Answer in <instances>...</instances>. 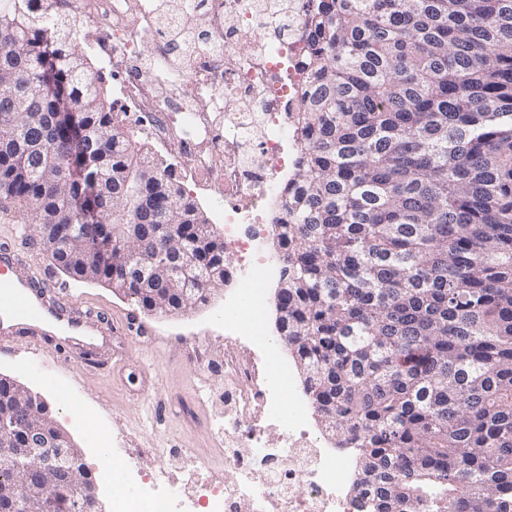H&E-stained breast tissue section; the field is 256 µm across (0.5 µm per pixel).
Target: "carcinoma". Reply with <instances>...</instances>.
<instances>
[{
  "mask_svg": "<svg viewBox=\"0 0 512 512\" xmlns=\"http://www.w3.org/2000/svg\"><path fill=\"white\" fill-rule=\"evenodd\" d=\"M28 2L0 10V201L61 270L146 310V287L186 303L119 262L111 227L155 265L173 241L205 303L224 241L122 130L74 27ZM309 27L279 335L371 512H512V0H317ZM24 412L0 380V414Z\"/></svg>",
  "mask_w": 512,
  "mask_h": 512,
  "instance_id": "1",
  "label": "carcinoma"
}]
</instances>
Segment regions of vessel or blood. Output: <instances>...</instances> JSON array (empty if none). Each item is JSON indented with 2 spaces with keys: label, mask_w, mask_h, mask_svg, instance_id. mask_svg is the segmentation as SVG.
<instances>
[{
  "label": "vessel or blood",
  "mask_w": 512,
  "mask_h": 512,
  "mask_svg": "<svg viewBox=\"0 0 512 512\" xmlns=\"http://www.w3.org/2000/svg\"><path fill=\"white\" fill-rule=\"evenodd\" d=\"M50 270L23 262L10 248L0 249V342L20 330L60 331L70 340L93 345L99 331L77 311L69 295L44 296L37 289L40 280H49Z\"/></svg>",
  "instance_id": "1"
}]
</instances>
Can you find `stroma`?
<instances>
[{
  "label": "stroma",
  "instance_id": "stroma-1",
  "mask_svg": "<svg viewBox=\"0 0 512 512\" xmlns=\"http://www.w3.org/2000/svg\"><path fill=\"white\" fill-rule=\"evenodd\" d=\"M33 225L0 218V245L8 244L34 264L51 261L35 243ZM58 288L76 300L92 325L122 326L100 346L70 345L49 333L32 339L18 333L0 349V374L38 392L58 426L81 448L92 476L99 451L91 431L110 436L111 451L126 459L128 486H145L166 471L162 448H186L212 466L222 464L209 429L213 407L224 398V304L233 286L217 288L206 304L180 314L147 311L112 287L56 273ZM135 330H125L127 321ZM74 391L77 407L60 400L59 387Z\"/></svg>",
  "mask_w": 512,
  "mask_h": 512
}]
</instances>
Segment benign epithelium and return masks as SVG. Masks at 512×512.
<instances>
[{"instance_id":"7a95c632","label":"benign epithelium","mask_w":512,"mask_h":512,"mask_svg":"<svg viewBox=\"0 0 512 512\" xmlns=\"http://www.w3.org/2000/svg\"><path fill=\"white\" fill-rule=\"evenodd\" d=\"M38 462L41 471L39 505L45 512L56 506L67 510L58 476L67 475L83 489L85 505L99 508L98 485L82 467L83 453L42 413L33 409L24 424L0 419V466L11 471L15 485L3 494L15 502L16 512H36L30 492V465Z\"/></svg>"}]
</instances>
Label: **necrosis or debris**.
I'll return each instance as SVG.
<instances>
[{
	"instance_id": "4bbe7bcc",
	"label": "necrosis or debris",
	"mask_w": 512,
	"mask_h": 512,
	"mask_svg": "<svg viewBox=\"0 0 512 512\" xmlns=\"http://www.w3.org/2000/svg\"><path fill=\"white\" fill-rule=\"evenodd\" d=\"M313 0H32L36 17L73 21L112 83L113 103L149 150L191 157L173 167L195 195L217 209L224 247L236 256L225 281L237 299L224 311V466H202L181 448L166 449L174 491L199 512H369L354 491L352 453L318 447L301 403L285 407L290 372L270 367L247 381L235 348L240 337L269 347L265 299L255 284L273 273L259 248L281 223L303 144ZM279 426L282 445L267 447L261 419Z\"/></svg>"
}]
</instances>
